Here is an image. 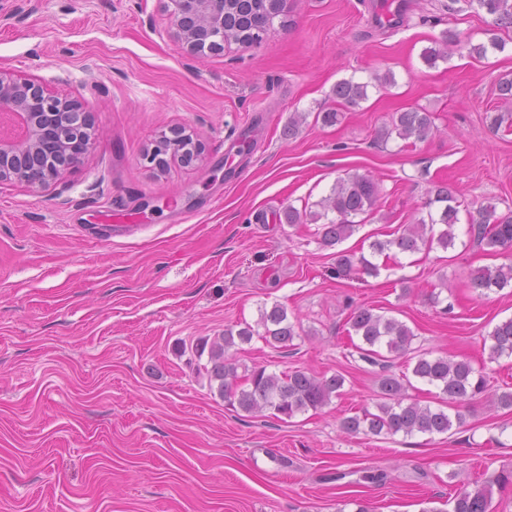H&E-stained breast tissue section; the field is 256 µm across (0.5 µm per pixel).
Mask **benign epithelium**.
I'll list each match as a JSON object with an SVG mask.
<instances>
[{
    "mask_svg": "<svg viewBox=\"0 0 512 512\" xmlns=\"http://www.w3.org/2000/svg\"><path fill=\"white\" fill-rule=\"evenodd\" d=\"M174 24V38L189 55L199 53V39L188 19L212 30L214 50H224L223 23H214L220 0H165ZM18 115L24 130L0 135V186L22 184L34 192L55 186L78 165L94 146L95 120L82 104L67 95L52 93L43 84L0 70V113ZM191 163L200 154L199 144L179 131L162 136L146 155L157 169L167 164V155Z\"/></svg>",
    "mask_w": 512,
    "mask_h": 512,
    "instance_id": "1",
    "label": "benign epithelium"
}]
</instances>
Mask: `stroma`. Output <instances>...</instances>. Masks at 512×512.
I'll list each match as a JSON object with an SVG mask.
<instances>
[{
    "mask_svg": "<svg viewBox=\"0 0 512 512\" xmlns=\"http://www.w3.org/2000/svg\"><path fill=\"white\" fill-rule=\"evenodd\" d=\"M397 3L288 0L260 43L192 57L162 0H0V69L78 98L97 134L55 188L0 187V512H445L457 490L512 470V410L488 399L445 434L341 427L375 409L382 374L408 372L351 345L361 306L404 322L416 350L469 359L492 393L512 391V357L483 350L512 292L470 286L512 252L436 246L376 275L336 272L338 251L368 252L425 216L436 184L512 215V104L499 91L512 40L482 58L470 48L495 31L485 10L408 0L398 16ZM449 30L458 46L428 65L424 49ZM348 78L367 99L322 124ZM411 110L431 113L426 139H378ZM173 128L202 143V163L144 160ZM353 174L381 197L340 247L316 224L281 222ZM277 302L301 336L236 345L229 361L345 377L341 397L284 420L227 405L194 350Z\"/></svg>",
    "mask_w": 512,
    "mask_h": 512,
    "instance_id": "1",
    "label": "stroma"
}]
</instances>
